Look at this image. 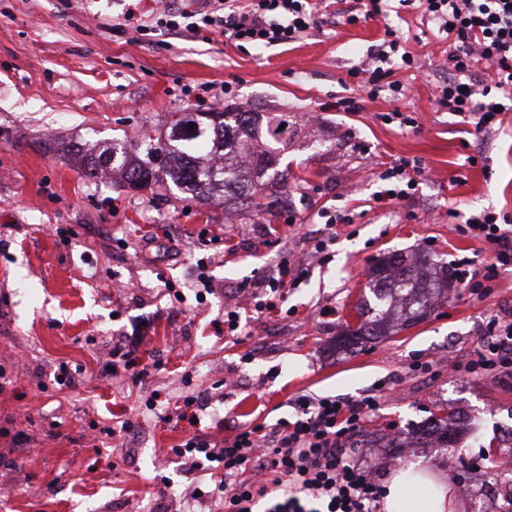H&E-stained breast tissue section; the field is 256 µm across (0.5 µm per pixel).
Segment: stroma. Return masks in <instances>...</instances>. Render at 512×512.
<instances>
[{"label":"stroma","mask_w":512,"mask_h":512,"mask_svg":"<svg viewBox=\"0 0 512 512\" xmlns=\"http://www.w3.org/2000/svg\"><path fill=\"white\" fill-rule=\"evenodd\" d=\"M320 4L319 30L300 42L239 49L218 35L113 31L120 0H0V512H175L191 485L173 449L189 436L222 439L275 422L297 395L354 399L379 383L368 435L407 430L446 403L467 421V455H502L512 378L462 376L448 361L474 350L487 316L512 312V269L483 294L456 286L430 319L361 350L332 344L387 253L472 273L486 265L488 246L455 227L478 209L512 213V109L480 142L436 102L448 45L418 9L391 0L386 16L350 26L342 0ZM388 28L417 61L395 73L405 97L351 92L350 69ZM351 94L357 111H336ZM216 97L288 123V185L271 211L193 200L168 181L151 191L83 175L84 157L113 138L139 148ZM396 108L415 127L385 121ZM477 144L485 163L467 166ZM399 157L426 175L409 199L378 207V176ZM326 207L351 221L320 262L306 239ZM284 258L303 261L305 277L284 313L256 311L250 295ZM201 261L214 286L203 300ZM169 281L182 301L171 302ZM241 292L246 302L231 304ZM326 305L334 318L319 317ZM230 306L241 315L236 336L224 333ZM119 347L137 366L106 374ZM416 361L433 362L435 376L413 373ZM191 394L201 404L188 418ZM120 421L131 431L115 432ZM468 483L453 512L512 507L496 494L512 487V470L486 464Z\"/></svg>","instance_id":"obj_1"}]
</instances>
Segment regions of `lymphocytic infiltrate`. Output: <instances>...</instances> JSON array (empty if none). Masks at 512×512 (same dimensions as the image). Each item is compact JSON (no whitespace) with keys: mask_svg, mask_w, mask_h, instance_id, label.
<instances>
[{"mask_svg":"<svg viewBox=\"0 0 512 512\" xmlns=\"http://www.w3.org/2000/svg\"><path fill=\"white\" fill-rule=\"evenodd\" d=\"M423 19L448 43V79L437 87V103L489 136L501 126L512 101V0H416ZM145 23L168 25L191 34L209 31L237 47L294 43L319 27L314 0H249L235 6L221 0L218 9L183 13L181 20L145 15ZM414 57L401 36L386 29L360 72L371 94L404 95L394 80L395 67L414 68ZM488 81L472 83L478 67ZM424 169L417 160L400 158L380 173L378 205L404 200ZM459 235L488 244L492 260L482 275L493 287L502 268L512 266V216L492 209L471 212ZM464 369L472 375L512 378V316L491 315ZM381 394L371 390L354 400L301 395L288 416L275 423L238 429L211 442L197 435L180 444L191 478L211 476L195 500L208 512H377L379 487L349 452L351 442L378 409Z\"/></svg>","mask_w":512,"mask_h":512,"instance_id":"f902f5d3","label":"lymphocytic infiltrate"}]
</instances>
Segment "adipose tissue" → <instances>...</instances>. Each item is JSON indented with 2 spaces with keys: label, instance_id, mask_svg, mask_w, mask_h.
I'll return each mask as SVG.
<instances>
[{
  "label": "adipose tissue",
  "instance_id": "1",
  "mask_svg": "<svg viewBox=\"0 0 512 512\" xmlns=\"http://www.w3.org/2000/svg\"><path fill=\"white\" fill-rule=\"evenodd\" d=\"M384 512H448L445 485L423 479L407 480L405 471L395 472L383 502Z\"/></svg>",
  "mask_w": 512,
  "mask_h": 512
}]
</instances>
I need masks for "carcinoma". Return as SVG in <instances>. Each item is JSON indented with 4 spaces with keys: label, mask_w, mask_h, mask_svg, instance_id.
I'll use <instances>...</instances> for the list:
<instances>
[{
    "label": "carcinoma",
    "mask_w": 512,
    "mask_h": 512,
    "mask_svg": "<svg viewBox=\"0 0 512 512\" xmlns=\"http://www.w3.org/2000/svg\"><path fill=\"white\" fill-rule=\"evenodd\" d=\"M259 113L187 112L178 116L170 131L141 142L137 156L120 143L83 166L85 176L95 178L104 168L126 174L135 186L149 187L164 178L196 199L215 191L231 194L243 206L271 210L276 187L285 183L278 177L279 153L273 147L260 153L252 165H239L250 151L249 142L267 134L280 142L279 127L259 126ZM370 297H362L352 307L356 325L345 323L336 336L337 349L362 348L373 340L397 334L428 319L447 299L454 284L448 263L417 261L390 253L377 259L371 271ZM421 438L436 443L446 462L456 459L458 439L448 429V417H432L420 427Z\"/></svg>",
    "instance_id": "cac0c4a2"
}]
</instances>
